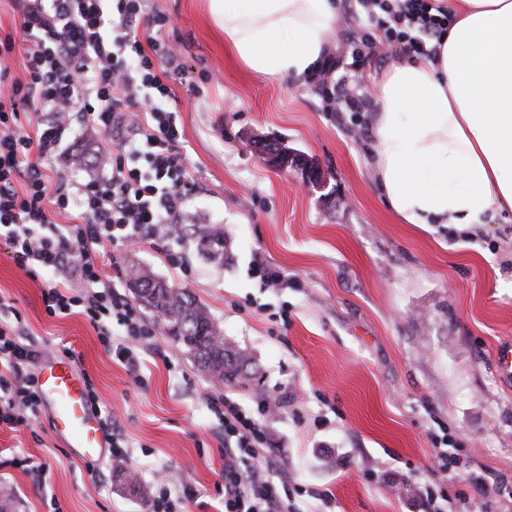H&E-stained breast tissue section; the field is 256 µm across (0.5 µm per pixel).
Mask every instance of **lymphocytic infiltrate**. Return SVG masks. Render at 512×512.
<instances>
[{"mask_svg":"<svg viewBox=\"0 0 512 512\" xmlns=\"http://www.w3.org/2000/svg\"><path fill=\"white\" fill-rule=\"evenodd\" d=\"M371 30L349 44L354 67L381 62L383 45L428 59L438 53L454 17L437 0H358ZM145 0H27L22 29L30 42L24 78L4 62L15 50L13 34L0 37V239L15 265L76 277L83 287L56 282L42 291L48 314L81 310L131 377H138L140 348L155 334L131 300L97 264L104 243L157 241L179 235L189 199L200 189L180 150L181 130L172 74L173 50L158 39L141 43L139 21L160 30L165 16L144 13ZM110 136L96 159L109 176L51 180L44 162L58 155L72 114ZM70 214L59 224L55 215ZM125 328L113 343L105 319ZM19 326L0 323V425L18 426L40 407L31 364L40 352L20 338ZM224 427V512H296L286 486L266 464L267 421L273 410L257 398L254 410L231 397L214 405Z\"/></svg>","mask_w":512,"mask_h":512,"instance_id":"obj_1","label":"lymphocytic infiltrate"}]
</instances>
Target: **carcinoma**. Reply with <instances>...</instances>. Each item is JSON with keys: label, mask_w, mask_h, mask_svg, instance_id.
Instances as JSON below:
<instances>
[{"label": "carcinoma", "mask_w": 512, "mask_h": 512, "mask_svg": "<svg viewBox=\"0 0 512 512\" xmlns=\"http://www.w3.org/2000/svg\"><path fill=\"white\" fill-rule=\"evenodd\" d=\"M201 244L215 256L224 255V233H201ZM155 280L147 268L130 270L129 281L137 297L163 313L166 318L159 323L164 333L184 347L197 369L207 377L222 383L244 385L248 379L241 377L233 362L248 361L250 357L224 339V333L209 317L204 307L184 288H150Z\"/></svg>", "instance_id": "1"}]
</instances>
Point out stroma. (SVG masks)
I'll use <instances>...</instances> for the list:
<instances>
[{"instance_id":"35a3bbf8","label":"stroma","mask_w":512,"mask_h":512,"mask_svg":"<svg viewBox=\"0 0 512 512\" xmlns=\"http://www.w3.org/2000/svg\"><path fill=\"white\" fill-rule=\"evenodd\" d=\"M172 18L160 39L176 44L172 87L185 161L201 191L188 226L224 229V257L195 236L154 245L106 246L97 261L120 292L131 268H151L187 289L252 358V385L215 387L165 334L142 350L136 384L84 315L46 312L50 272L28 275L0 241V298L20 315L25 340L44 358L69 359L94 384L130 446L135 480L110 458L86 471L49 410L18 427L0 426V490L14 512H147L157 469L193 484L191 512H222L224 431L212 399L228 394L252 409L264 394L274 479L287 481L299 512H426L433 491L448 512H512V387L491 366L512 338V210L489 213L460 237L449 224H408L387 205L374 166L377 86L400 48L353 79L367 91L361 112L337 111L320 78L248 70L206 0H147ZM276 138L314 162L328 189L301 169L279 171L253 138ZM103 134L72 124L52 178L103 175L92 159ZM180 251L190 272L165 259ZM285 282L263 287L255 258ZM448 443V470L433 458ZM45 465V483L31 467ZM332 498L324 508L318 492Z\"/></svg>"}]
</instances>
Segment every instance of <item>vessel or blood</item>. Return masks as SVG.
<instances>
[{
  "mask_svg": "<svg viewBox=\"0 0 512 512\" xmlns=\"http://www.w3.org/2000/svg\"><path fill=\"white\" fill-rule=\"evenodd\" d=\"M495 369L506 383H512V340L500 342L494 353ZM39 390L46 400L55 427L84 460H98L107 454L98 417L90 413L84 380L64 359L48 362L38 375Z\"/></svg>",
  "mask_w": 512,
  "mask_h": 512,
  "instance_id": "obj_1",
  "label": "vessel or blood"
}]
</instances>
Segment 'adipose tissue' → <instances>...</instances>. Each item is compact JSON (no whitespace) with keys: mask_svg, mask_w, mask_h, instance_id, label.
<instances>
[{"mask_svg":"<svg viewBox=\"0 0 512 512\" xmlns=\"http://www.w3.org/2000/svg\"><path fill=\"white\" fill-rule=\"evenodd\" d=\"M236 56L258 74L312 72L334 0H207ZM435 58L393 65L378 87L375 167L406 223L472 225L512 209V0H448Z\"/></svg>","mask_w":512,"mask_h":512,"instance_id":"ef3b65f1","label":"adipose tissue"}]
</instances>
